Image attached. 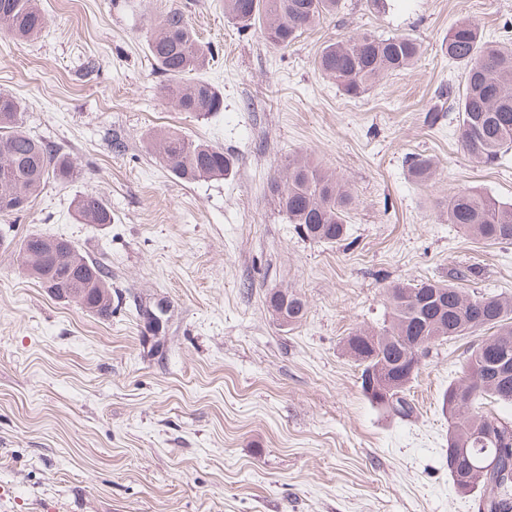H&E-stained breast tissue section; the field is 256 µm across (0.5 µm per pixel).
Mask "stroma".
<instances>
[{
	"label": "stroma",
	"instance_id": "obj_1",
	"mask_svg": "<svg viewBox=\"0 0 512 512\" xmlns=\"http://www.w3.org/2000/svg\"><path fill=\"white\" fill-rule=\"evenodd\" d=\"M36 39L0 37V92L32 136L81 174L0 215V512H475L448 474L441 399L478 331L426 357L399 417L373 404L343 349L388 319L387 290L472 268L468 294L512 295V244L476 241L442 216L473 188L512 203V149L492 165L462 150L454 120H425L464 83L442 43L470 20L512 44V0H342L291 46L238 29L224 0H39ZM184 11L214 58L202 79L223 111H176L147 49L159 16ZM361 32L421 45L407 70L357 98L317 67ZM176 130L223 147L224 178L187 183L151 148ZM301 155L348 184L345 241L300 238L269 190ZM435 173L417 181L413 158ZM102 198L108 224L74 202ZM31 233L61 236L112 271V315L53 298L17 263ZM299 294L303 320L266 304ZM75 212L82 224H108L112 221V210L101 199L93 196L79 198ZM267 304L272 315L282 324H297L305 315V300L293 292L275 290L269 293Z\"/></svg>",
	"mask_w": 512,
	"mask_h": 512
}]
</instances>
